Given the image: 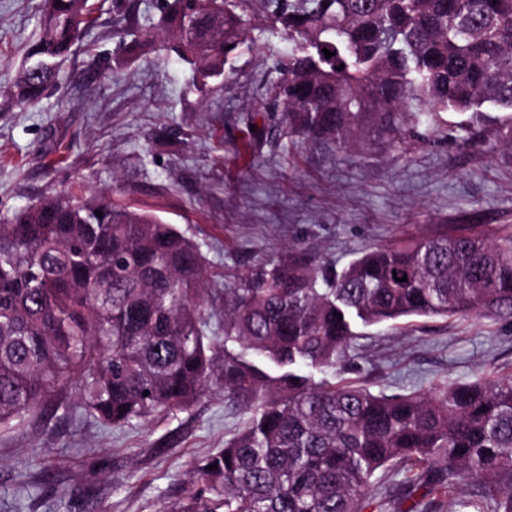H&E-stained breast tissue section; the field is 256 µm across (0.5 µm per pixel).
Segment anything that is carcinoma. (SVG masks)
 Here are the masks:
<instances>
[{"mask_svg": "<svg viewBox=\"0 0 512 512\" xmlns=\"http://www.w3.org/2000/svg\"><path fill=\"white\" fill-rule=\"evenodd\" d=\"M87 3L41 0L16 103L44 98L95 24ZM242 5L295 45L274 85L288 131L400 148L457 114L462 143L512 153V0H156L160 31L131 28L117 65L170 51L218 87L244 43ZM209 278L176 225L104 193L63 190L0 218V429L71 386L109 427L216 386L248 421L160 512H444L441 496L467 485L450 512H512V376L386 395L301 372L349 360L356 323L512 319V234L438 229L340 270L291 245L220 296ZM217 315L222 344L206 334Z\"/></svg>", "mask_w": 512, "mask_h": 512, "instance_id": "obj_1", "label": "carcinoma"}]
</instances>
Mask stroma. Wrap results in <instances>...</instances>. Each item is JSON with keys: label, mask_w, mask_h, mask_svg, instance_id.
I'll use <instances>...</instances> for the list:
<instances>
[{"label": "stroma", "mask_w": 512, "mask_h": 512, "mask_svg": "<svg viewBox=\"0 0 512 512\" xmlns=\"http://www.w3.org/2000/svg\"><path fill=\"white\" fill-rule=\"evenodd\" d=\"M39 0H0V216L65 188L153 210L196 242L210 285L232 287L257 261L304 248L343 267L360 252L437 226L512 232V155L433 144L339 151L289 133L270 81L293 44L244 11L248 46L229 53L221 89L202 92L176 55L115 68L123 23L111 0L57 87L33 108L7 92L39 33ZM512 375V319L407 317L364 328L341 376L375 392L427 391L477 373ZM0 432V512H159L188 474L247 419L219 391L170 414L106 427L75 391Z\"/></svg>", "instance_id": "35a3bbf8"}]
</instances>
